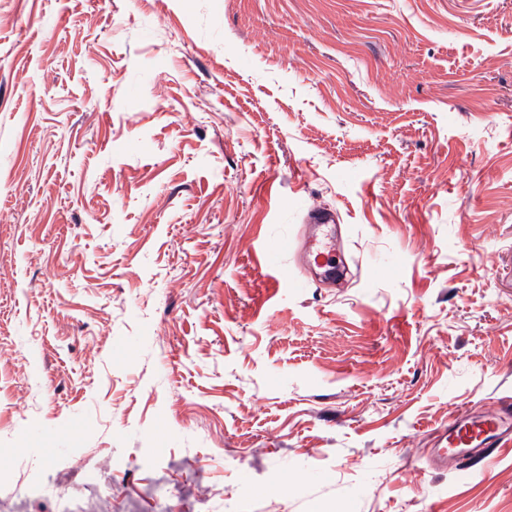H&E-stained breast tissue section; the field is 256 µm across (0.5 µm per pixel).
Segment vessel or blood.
Returning <instances> with one entry per match:
<instances>
[{
  "label": "vessel or blood",
  "mask_w": 512,
  "mask_h": 512,
  "mask_svg": "<svg viewBox=\"0 0 512 512\" xmlns=\"http://www.w3.org/2000/svg\"><path fill=\"white\" fill-rule=\"evenodd\" d=\"M336 223L334 212L309 209L305 220V232L300 242L288 240L268 246V256L292 250L308 264L316 265L328 275H335L341 246L330 231ZM512 448V409L502 406L478 415L454 418L448 424L445 436L433 458L435 468L455 464L457 453L463 452L479 463H488L499 452Z\"/></svg>",
  "instance_id": "vessel-or-blood-1"
}]
</instances>
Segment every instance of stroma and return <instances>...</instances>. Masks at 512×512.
Masks as SVG:
<instances>
[{"label":"stroma","mask_w":512,"mask_h":512,"mask_svg":"<svg viewBox=\"0 0 512 512\" xmlns=\"http://www.w3.org/2000/svg\"><path fill=\"white\" fill-rule=\"evenodd\" d=\"M506 402L512 0H0V512H512ZM336 223L334 212L318 207L309 209L304 220L306 229L297 247L288 240L265 247L270 266L275 267L273 256L288 252L289 249L294 250L305 263L310 265L314 263L317 267L324 269L330 277L336 278V268L343 263L339 255L341 246L336 235L326 230L330 226H335ZM512 415L507 406L478 415L456 417L448 423L445 436L436 448L435 468L455 465L456 453L464 452L483 466L499 452L511 450ZM448 448L452 452L448 453Z\"/></svg>","instance_id":"35a3bbf8"}]
</instances>
